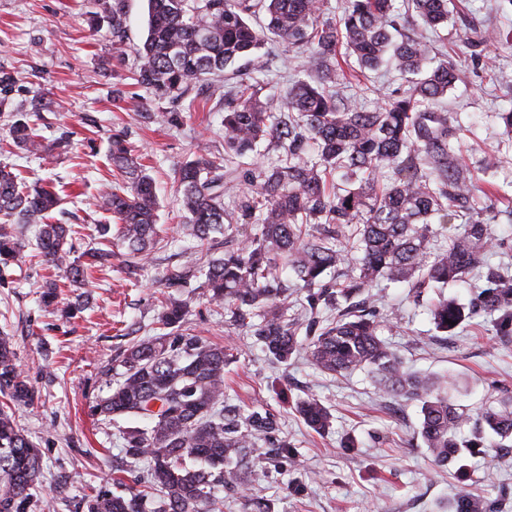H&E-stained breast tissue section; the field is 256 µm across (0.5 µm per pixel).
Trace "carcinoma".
Returning a JSON list of instances; mask_svg holds the SVG:
<instances>
[{
	"instance_id": "1",
	"label": "carcinoma",
	"mask_w": 512,
	"mask_h": 512,
	"mask_svg": "<svg viewBox=\"0 0 512 512\" xmlns=\"http://www.w3.org/2000/svg\"><path fill=\"white\" fill-rule=\"evenodd\" d=\"M112 21V50L127 55L126 0H102ZM448 0H347L341 13L329 0H147V35L132 48L137 85L147 95L194 105L193 91L224 76V156L199 145L176 172L185 221L182 232L211 256L204 296L224 307L231 325L262 344L270 360L286 365L304 352L322 372L367 374L385 396L419 407V434L435 469L453 464L472 448L505 447L512 440V396L471 416L451 395L447 377L421 376L405 367L381 339L370 288L387 280L406 283L426 305L436 331L451 333L463 322L497 315V332L512 337V273L492 262L493 248L508 247L492 235L491 203L500 188L482 189L459 155L463 126L440 102L462 80L448 56ZM267 40L278 51L261 69L294 70L298 77L273 100L255 77L233 82L226 71ZM391 69L407 91L373 109L346 94L371 72ZM9 138L19 150L51 155L63 140L46 141L28 112H18ZM281 151L266 169L241 159L263 142ZM108 155L121 181L105 184L101 199L115 225H97L102 247L73 259L71 228L54 221L62 198L42 180L28 181L0 168V266L34 263L57 270L72 285L112 259V241L135 268L159 249L155 181L124 134L112 133ZM241 192L237 210L224 196ZM255 232L239 238V225ZM38 226L35 248L19 226ZM437 224L463 230L437 243ZM288 270L307 293L303 320L288 315ZM336 270V277L327 271ZM195 266L174 270L165 287L157 323L163 333L136 341L116 358L123 368L97 410L146 419V428L123 432L125 455L149 461L152 503L123 488L99 491L89 512H211L214 490L247 483L248 449L270 438L271 416L252 411L243 421L224 415V346L184 329L188 304L177 292ZM478 272L483 286L468 302L443 289ZM336 316L319 321L323 309ZM260 322H254V318ZM310 336L298 340L300 330ZM0 393L15 407L33 402L35 391L18 364L12 340L0 336ZM316 433L329 430L330 411L318 400L297 405ZM473 424L469 439L460 427ZM41 486V456L15 412L0 409V512H20ZM151 509H146V505ZM456 512H487L483 498L458 491Z\"/></svg>"
}]
</instances>
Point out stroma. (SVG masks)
I'll return each mask as SVG.
<instances>
[{
  "label": "stroma",
  "instance_id": "stroma-1",
  "mask_svg": "<svg viewBox=\"0 0 512 512\" xmlns=\"http://www.w3.org/2000/svg\"><path fill=\"white\" fill-rule=\"evenodd\" d=\"M99 11V0H0V99L8 101L0 109V165L63 188L60 220L72 225L79 253L97 246L94 227L107 219L99 187L114 177L107 157L113 131H124L142 154L160 200L163 249L134 269L115 253L85 287L64 289L55 310L39 301L40 267L0 269V333L12 338L35 390L33 403L16 417L40 450L42 485L54 512H88L89 496L112 487L113 466L125 459L122 432L132 421L104 420L96 406L121 371L117 353L154 335L166 274L195 252L180 230L175 171L197 145L224 150L216 101L201 97L189 107L143 100L134 62L113 56L111 26ZM456 62L464 80L448 102L465 128L460 149L472 160L498 151L501 163L488 178L511 187L512 143L503 141L494 114L512 109V49L487 40L460 48ZM39 98L48 104L41 112L44 136L69 141L62 155L20 152L6 140L15 113L31 111ZM198 284L190 279L182 290L191 306L189 327L227 350L226 412L243 417L262 409L276 422L274 443L259 442L250 453L247 491L217 488L212 512H245L249 496L261 498L268 512H450L462 485L485 496L493 512H512V447L463 453L428 481L432 461L417 432L415 405L382 396L361 371L325 374L304 355L273 364ZM373 292L382 337L405 366L454 379L462 404L475 411L512 393V342L500 339L492 317L444 337L407 286L383 281ZM308 397L329 408L328 432L316 434L298 414L297 402ZM279 442L295 453V467L280 464Z\"/></svg>",
  "mask_w": 512,
  "mask_h": 512
}]
</instances>
